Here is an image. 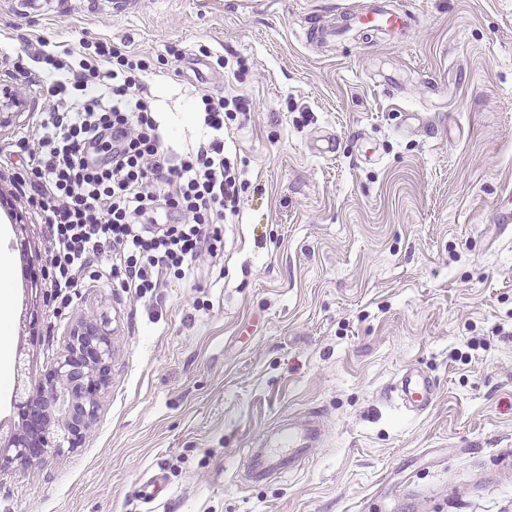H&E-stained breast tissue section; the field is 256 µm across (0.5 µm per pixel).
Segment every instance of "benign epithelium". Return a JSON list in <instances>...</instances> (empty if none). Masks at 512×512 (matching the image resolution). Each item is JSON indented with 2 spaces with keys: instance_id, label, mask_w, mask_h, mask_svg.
Here are the masks:
<instances>
[{
  "instance_id": "7a95c632",
  "label": "benign epithelium",
  "mask_w": 512,
  "mask_h": 512,
  "mask_svg": "<svg viewBox=\"0 0 512 512\" xmlns=\"http://www.w3.org/2000/svg\"><path fill=\"white\" fill-rule=\"evenodd\" d=\"M15 87L0 85V127L24 111ZM112 377V337L104 325L79 321L63 351L37 384L16 367L12 407L32 427L0 420V472L19 463L32 467L47 452L81 447L100 410V394Z\"/></svg>"
}]
</instances>
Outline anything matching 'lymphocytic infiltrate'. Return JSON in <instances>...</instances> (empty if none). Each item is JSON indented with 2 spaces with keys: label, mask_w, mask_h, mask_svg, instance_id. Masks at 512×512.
<instances>
[{
  "label": "lymphocytic infiltrate",
  "mask_w": 512,
  "mask_h": 512,
  "mask_svg": "<svg viewBox=\"0 0 512 512\" xmlns=\"http://www.w3.org/2000/svg\"><path fill=\"white\" fill-rule=\"evenodd\" d=\"M95 54L75 68L42 53L61 105L42 112L36 142L16 143L31 165L14 181L45 218L47 277L63 307L85 278L111 280L141 300L155 296L166 275L217 256L221 225L237 214L244 189L224 154V123L249 111L247 99L202 96L207 140L178 155L164 143L141 78L147 63L115 44H96ZM107 138L108 161L90 159L89 148Z\"/></svg>",
  "instance_id": "1"
}]
</instances>
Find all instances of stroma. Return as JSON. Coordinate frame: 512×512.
I'll return each mask as SVG.
<instances>
[{
    "mask_svg": "<svg viewBox=\"0 0 512 512\" xmlns=\"http://www.w3.org/2000/svg\"><path fill=\"white\" fill-rule=\"evenodd\" d=\"M366 2L0 0V60L41 72L42 47L82 39L149 60L175 148L198 143L203 94L253 102L224 131L246 185L219 256L150 302L85 280L58 314L29 290L47 228L12 179L49 101L0 76L29 102L0 128L9 353L40 379L84 318L113 349L85 442L0 475V512H512V479L480 486L512 453V237L491 222L512 184V0H399L419 19L404 36L308 39ZM413 365L438 385L420 416L392 391ZM313 407L326 434L309 465L239 476Z\"/></svg>",
    "mask_w": 512,
    "mask_h": 512,
    "instance_id": "stroma-1",
    "label": "stroma"
}]
</instances>
